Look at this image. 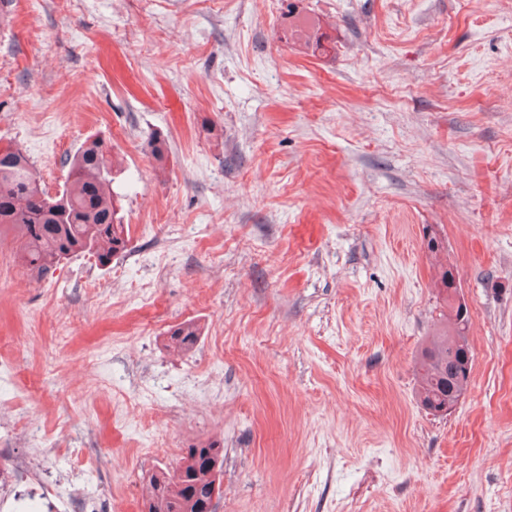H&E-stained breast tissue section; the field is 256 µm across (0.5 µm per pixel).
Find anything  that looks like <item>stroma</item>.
I'll use <instances>...</instances> for the list:
<instances>
[{
    "label": "stroma",
    "instance_id": "1",
    "mask_svg": "<svg viewBox=\"0 0 512 512\" xmlns=\"http://www.w3.org/2000/svg\"><path fill=\"white\" fill-rule=\"evenodd\" d=\"M97 137L126 252L40 280L0 229V512L39 496L28 456L141 512L211 441L216 512H512V0H5L0 148L53 193ZM445 267L473 362L436 415ZM170 345L180 350H190L196 343L198 332L194 324L183 323L168 330Z\"/></svg>",
    "mask_w": 512,
    "mask_h": 512
}]
</instances>
